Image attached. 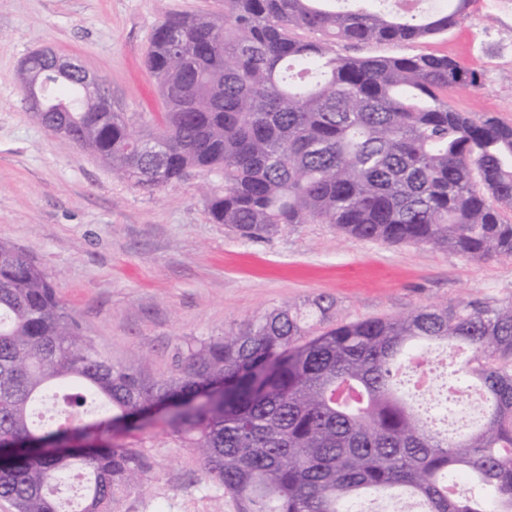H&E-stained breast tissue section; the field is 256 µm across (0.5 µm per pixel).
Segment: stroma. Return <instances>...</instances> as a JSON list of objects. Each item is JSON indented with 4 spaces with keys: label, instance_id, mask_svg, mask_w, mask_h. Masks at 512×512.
Segmentation results:
<instances>
[{
    "label": "stroma",
    "instance_id": "1",
    "mask_svg": "<svg viewBox=\"0 0 512 512\" xmlns=\"http://www.w3.org/2000/svg\"><path fill=\"white\" fill-rule=\"evenodd\" d=\"M224 0H0V237L48 274L83 335L149 380L171 376L187 344L238 332L286 304L327 299L326 326L389 319L429 306L512 301V259L471 261L444 250L348 237L330 224H284L249 239L205 210L218 175L190 173L152 193L65 146L33 116L20 65L48 47L109 84L112 109L162 111L145 65L165 14L220 12ZM340 55L440 54L480 77L448 100L475 119L512 124V28L475 0L448 34L407 44H336ZM114 443L142 462L110 512H236L205 480L197 453L161 418Z\"/></svg>",
    "mask_w": 512,
    "mask_h": 512
}]
</instances>
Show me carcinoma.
<instances>
[{
    "label": "carcinoma",
    "mask_w": 512,
    "mask_h": 512,
    "mask_svg": "<svg viewBox=\"0 0 512 512\" xmlns=\"http://www.w3.org/2000/svg\"><path fill=\"white\" fill-rule=\"evenodd\" d=\"M224 0V12L167 15L146 66L164 111L136 131L101 87L46 74V128L70 134L145 190L191 171L224 186L212 220L242 236L334 224L355 238L512 258V124L472 119L448 90L481 86L446 55L340 56L333 46L448 33L474 0L390 10L382 0ZM302 29L307 39L292 36ZM328 308L282 306L246 329L189 344L169 378L116 365L80 333L47 274L0 239V500L65 512L59 490L86 478L76 512H108L142 464L112 430L169 401L170 434L237 512H349L375 495L404 512H512V301L432 307L321 328ZM433 345L468 350L481 423L449 434L406 399L409 365ZM222 397L197 402L202 391ZM64 417L39 430L49 395ZM93 409L89 422L73 414ZM471 485L460 496L459 480Z\"/></svg>",
    "instance_id": "obj_1"
}]
</instances>
